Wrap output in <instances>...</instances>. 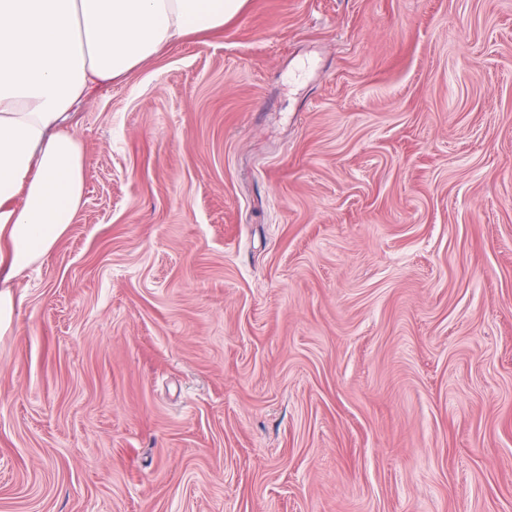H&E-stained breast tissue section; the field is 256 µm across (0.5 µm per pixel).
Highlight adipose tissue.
Here are the masks:
<instances>
[{"instance_id":"obj_1","label":"adipose tissue","mask_w":512,"mask_h":512,"mask_svg":"<svg viewBox=\"0 0 512 512\" xmlns=\"http://www.w3.org/2000/svg\"><path fill=\"white\" fill-rule=\"evenodd\" d=\"M248 0H0V335L14 280L51 254L83 204L73 107L190 35L217 33Z\"/></svg>"}]
</instances>
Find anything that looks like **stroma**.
I'll list each match as a JSON object with an SVG mask.
<instances>
[{
	"instance_id": "1",
	"label": "stroma",
	"mask_w": 512,
	"mask_h": 512,
	"mask_svg": "<svg viewBox=\"0 0 512 512\" xmlns=\"http://www.w3.org/2000/svg\"><path fill=\"white\" fill-rule=\"evenodd\" d=\"M73 129L0 512H512V0H248Z\"/></svg>"
}]
</instances>
